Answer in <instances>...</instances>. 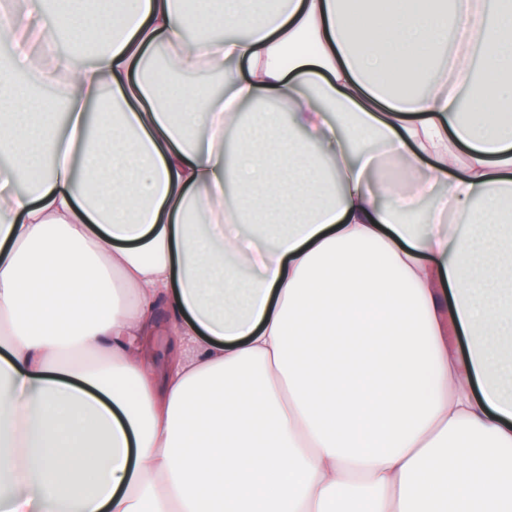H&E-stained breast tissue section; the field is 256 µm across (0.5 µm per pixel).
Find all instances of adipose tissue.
<instances>
[{"label": "adipose tissue", "mask_w": 512, "mask_h": 512, "mask_svg": "<svg viewBox=\"0 0 512 512\" xmlns=\"http://www.w3.org/2000/svg\"><path fill=\"white\" fill-rule=\"evenodd\" d=\"M44 3L0 40V512H512V0ZM67 40L59 115L18 78Z\"/></svg>", "instance_id": "ef3b65f1"}]
</instances>
